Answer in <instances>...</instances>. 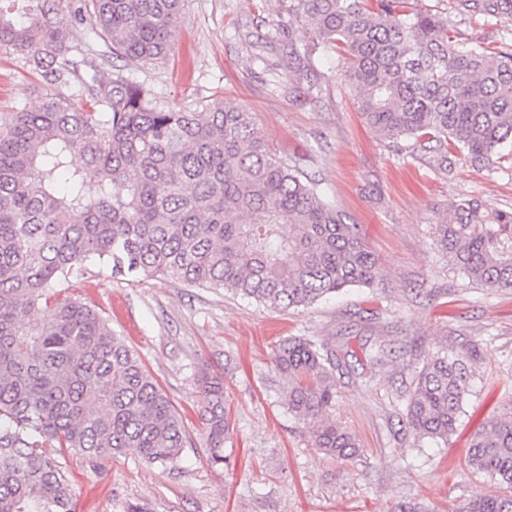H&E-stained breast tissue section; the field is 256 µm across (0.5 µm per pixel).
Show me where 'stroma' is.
<instances>
[{"instance_id":"obj_1","label":"stroma","mask_w":512,"mask_h":512,"mask_svg":"<svg viewBox=\"0 0 512 512\" xmlns=\"http://www.w3.org/2000/svg\"><path fill=\"white\" fill-rule=\"evenodd\" d=\"M309 41L283 0H182L164 62L114 66L173 107L219 100L247 109L278 156L315 178L346 223L361 225L383 283L298 312L171 278H116L98 263L71 275L68 294L96 304L193 441L167 464L129 454L96 468L66 457L74 512H458L495 490L468 471L466 448L488 417L512 411V288L470 284L437 248L434 226L461 199L511 210L512 155L493 170L459 156L448 176L436 175L429 154L390 146L363 125L341 50L297 65L288 48ZM42 83L38 71L0 52V121L37 107ZM289 336L347 342L351 357L328 415L358 438L356 463L314 448L289 412L287 382L271 360ZM377 340L399 348V361L371 366L365 351ZM470 342L482 359L456 431L445 441L415 439L400 424L410 365L437 346ZM204 367L223 374L231 404L222 469L211 467L205 447L207 400L196 381Z\"/></svg>"}]
</instances>
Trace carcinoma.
<instances>
[{"instance_id": "1", "label": "carcinoma", "mask_w": 512, "mask_h": 512, "mask_svg": "<svg viewBox=\"0 0 512 512\" xmlns=\"http://www.w3.org/2000/svg\"><path fill=\"white\" fill-rule=\"evenodd\" d=\"M182 0H77L107 47L70 45L50 0H0V51L41 72L35 110L0 127V512H73L60 458L93 465L131 451L149 464L177 460L192 444L183 419L140 357L88 299L60 288L90 261L112 276L175 278L260 304L303 312L350 286L377 288L378 258L316 185L277 156L251 113L207 104H163L118 70L171 51ZM311 34L298 64L341 46L343 77L366 126L393 145L408 141L448 174L460 153L493 168L512 150V0H288ZM504 24L499 41L471 46L458 23ZM75 86L82 106L61 88ZM436 242L452 266L485 288H512V210L475 199L448 207ZM46 309L37 320L33 312ZM393 348L376 341L368 360ZM345 343L294 337L273 351L288 379V409L314 446L343 463L357 437L326 417ZM478 344L441 347L421 359L408 390L405 428L448 441L463 413ZM211 466L230 438L224 380L204 369ZM468 468L501 492L464 512H512V412L471 435Z\"/></svg>"}]
</instances>
